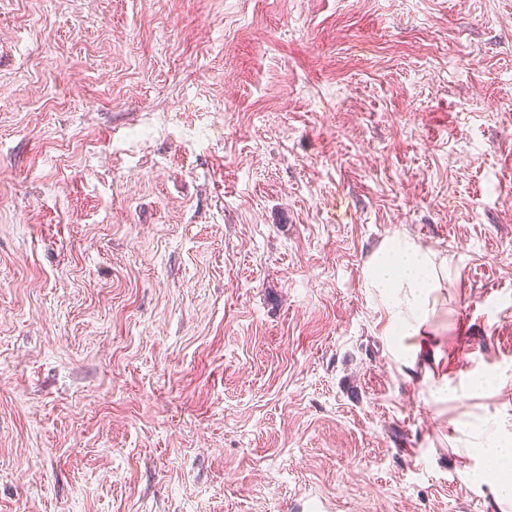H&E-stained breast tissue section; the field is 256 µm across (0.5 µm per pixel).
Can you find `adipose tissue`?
<instances>
[{
	"instance_id": "adipose-tissue-1",
	"label": "adipose tissue",
	"mask_w": 512,
	"mask_h": 512,
	"mask_svg": "<svg viewBox=\"0 0 512 512\" xmlns=\"http://www.w3.org/2000/svg\"><path fill=\"white\" fill-rule=\"evenodd\" d=\"M451 274L447 260L412 241L398 239L385 243L375 254L370 268L371 285L394 310V326L399 345L410 352L407 367H414V354L436 357L433 336L426 328L436 311L439 291ZM485 463L499 470L501 502L512 505V436L493 423L473 435Z\"/></svg>"
}]
</instances>
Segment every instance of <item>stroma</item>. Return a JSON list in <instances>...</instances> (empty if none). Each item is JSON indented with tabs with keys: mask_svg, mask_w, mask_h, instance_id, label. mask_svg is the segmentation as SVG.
Returning a JSON list of instances; mask_svg holds the SVG:
<instances>
[{
	"mask_svg": "<svg viewBox=\"0 0 512 512\" xmlns=\"http://www.w3.org/2000/svg\"><path fill=\"white\" fill-rule=\"evenodd\" d=\"M509 129L512 0H0V512H499ZM453 271L446 259L428 248L406 240L386 242L375 254L370 268L371 285L394 309V326L399 345L411 352L402 363L413 368L418 353L435 359L434 336L425 330L435 314L439 290ZM473 448H479L483 460L499 470L501 485L500 503L512 505V436L505 435L495 422H486L472 435Z\"/></svg>",
	"mask_w": 512,
	"mask_h": 512,
	"instance_id": "1",
	"label": "stroma"
}]
</instances>
